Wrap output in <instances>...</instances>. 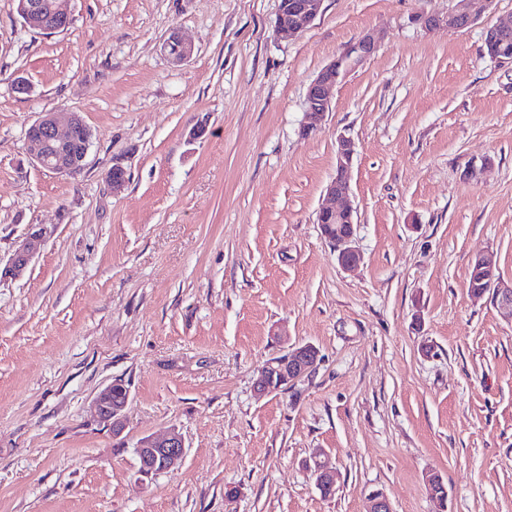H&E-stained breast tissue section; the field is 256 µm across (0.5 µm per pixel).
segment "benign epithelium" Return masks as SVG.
Returning a JSON list of instances; mask_svg holds the SVG:
<instances>
[{
	"instance_id": "1",
	"label": "benign epithelium",
	"mask_w": 512,
	"mask_h": 512,
	"mask_svg": "<svg viewBox=\"0 0 512 512\" xmlns=\"http://www.w3.org/2000/svg\"><path fill=\"white\" fill-rule=\"evenodd\" d=\"M463 7L451 10L444 16L427 15L419 17L426 29L440 27L464 29L473 25L488 9L492 0H461ZM323 0H281L276 20V33L285 38L298 35L309 28L321 12ZM18 12L30 27L45 34L66 31L72 17L64 6V0H54L45 6L40 0H19ZM512 32V24L499 23L484 32V41L493 46L504 40ZM379 35L374 31L365 32L347 46L331 63L324 66L312 80L306 95V122L302 135L310 136L317 132L329 112V92L346 74L374 54ZM166 54L180 63L193 53L192 45L186 42L177 29H172L163 44ZM26 140L36 165L61 175L74 173L83 165L91 145V130L83 116L70 112L61 116L57 112H43L26 130ZM355 143L346 136L337 141L336 177L325 189L327 202L317 213L322 235L336 253V262L343 268L357 266L362 259L355 245L353 219L354 210L347 203L350 189L351 162ZM53 230L44 224L31 227L28 236L18 242L5 265L0 266V283L20 278L30 266L35 245L50 238ZM483 292H490L502 306L512 308V284L506 285L499 277L491 278ZM320 361L319 350L311 343L296 344L288 350L268 360L254 382L257 393L264 395L293 386L304 376L314 371ZM119 388L122 399L112 401L113 388ZM128 387L115 381L98 392L92 408L96 419L112 428L118 434L124 430V410L128 404ZM139 460V474L151 477L168 472L179 465L185 454V441L175 428L161 439L145 437L136 447ZM310 470L316 484L324 495H329L336 486V474L329 459L313 458ZM428 492L432 499L442 502L447 497V489L442 477L428 478Z\"/></svg>"
}]
</instances>
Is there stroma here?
<instances>
[{
  "label": "stroma",
  "instance_id": "obj_1",
  "mask_svg": "<svg viewBox=\"0 0 512 512\" xmlns=\"http://www.w3.org/2000/svg\"><path fill=\"white\" fill-rule=\"evenodd\" d=\"M280 3L70 0V28L47 36L0 0V258L55 228L0 285V512H366L375 490L394 512H512V310L468 290L482 253L512 282V64L483 54L512 0L434 31L417 16L458 0H324L293 39ZM174 28L194 47L180 64L162 48ZM368 30L376 52L302 136L310 82ZM49 111L92 131L73 174L29 153ZM342 135L350 270L316 222ZM306 342L314 372L254 392ZM116 380L119 434L92 410ZM173 428L182 464L140 476L138 442ZM319 451L329 497L305 466ZM52 233L53 230L47 225L37 224L32 226L28 236L16 244L3 267L0 258V283L19 279L27 271L33 260L35 245L38 242L46 241Z\"/></svg>",
  "mask_w": 512,
  "mask_h": 512
}]
</instances>
